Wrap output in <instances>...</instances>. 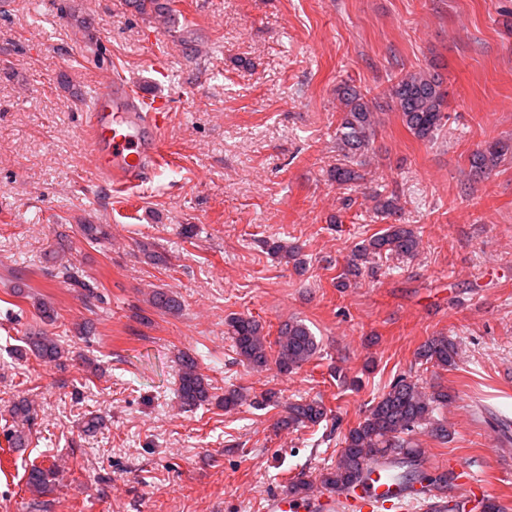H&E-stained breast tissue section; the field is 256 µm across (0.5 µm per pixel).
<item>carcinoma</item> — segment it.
I'll list each match as a JSON object with an SVG mask.
<instances>
[{
	"label": "carcinoma",
	"mask_w": 512,
	"mask_h": 512,
	"mask_svg": "<svg viewBox=\"0 0 512 512\" xmlns=\"http://www.w3.org/2000/svg\"><path fill=\"white\" fill-rule=\"evenodd\" d=\"M127 5L140 15L153 14L170 20L181 15L176 0H126ZM336 93L342 106L341 121L336 127V151L342 162L336 166L335 179L340 185H352L363 179L359 167L365 165V157L376 135V113L368 93L352 83L341 84ZM399 112L403 124L418 139L432 142L448 123L447 90L437 73L413 72L401 76L387 90ZM512 149L506 142H496L476 149L470 158L471 170L488 175L501 163ZM420 235L411 224H389L380 233L355 244L342 272L336 277V287L347 285L374 271L375 261L381 258H413L420 252ZM271 253L303 269V248L298 244L272 243ZM54 278H61L76 288L92 291L96 284L78 276L75 268L60 265L51 269ZM154 307L176 312L178 300L166 291L152 295ZM226 333L231 337L239 360L253 368L268 365L270 357L282 373H292L310 363L317 355L319 342L309 327L300 320L290 319L279 325L275 342L268 340V332L261 321L253 316L235 314L225 321ZM35 356L60 370L73 361L70 351L58 339L41 330L28 333L25 347L19 355ZM421 360L443 370L455 368L458 347L448 336H433L418 349ZM176 394L182 405L194 408L213 398L212 386L199 372L198 363L189 353H182L176 381ZM453 400V395L442 386L424 388L410 376L400 375L388 386V390L375 398L364 418L344 435V446L336 464L319 472L315 481L300 479L288 489L307 492L318 488L345 490L364 481V462L372 456L389 460L395 477L402 484L413 487L416 483L430 485L448 483V476L431 477L418 463L421 449L415 447L411 436L425 432L431 437L446 440L450 436L448 426L434 418L439 406ZM328 410L321 399H300L288 404L282 423L290 427L316 425L326 420ZM55 478V468L33 467L26 486L32 492L41 493Z\"/></svg>",
	"instance_id": "obj_1"
}]
</instances>
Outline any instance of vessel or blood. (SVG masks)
Listing matches in <instances>:
<instances>
[{
	"mask_svg": "<svg viewBox=\"0 0 512 512\" xmlns=\"http://www.w3.org/2000/svg\"><path fill=\"white\" fill-rule=\"evenodd\" d=\"M169 111L168 98L133 93L114 71L105 70L82 125L98 175L116 189L143 184L160 162ZM455 469L459 498L485 496L486 483L474 476L468 464L456 463ZM366 474L363 484L341 495L319 497L315 509L288 492H273L267 496L263 512H402L406 502L426 503L434 497L429 488H401L380 461L369 460Z\"/></svg>",
	"mask_w": 512,
	"mask_h": 512,
	"instance_id": "obj_1",
	"label": "vessel or blood"
}]
</instances>
